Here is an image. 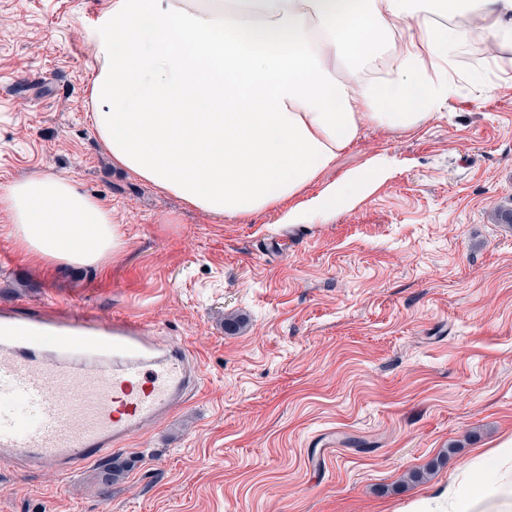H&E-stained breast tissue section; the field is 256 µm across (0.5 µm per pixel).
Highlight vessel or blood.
Returning a JSON list of instances; mask_svg holds the SVG:
<instances>
[{"label":"vessel or blood","mask_w":512,"mask_h":512,"mask_svg":"<svg viewBox=\"0 0 512 512\" xmlns=\"http://www.w3.org/2000/svg\"><path fill=\"white\" fill-rule=\"evenodd\" d=\"M184 340L142 322L73 312L27 322L0 310V463L73 472L157 425L199 379Z\"/></svg>","instance_id":"vessel-or-blood-1"}]
</instances>
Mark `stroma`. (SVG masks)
Masks as SVG:
<instances>
[{
  "label": "stroma",
  "instance_id": "obj_1",
  "mask_svg": "<svg viewBox=\"0 0 512 512\" xmlns=\"http://www.w3.org/2000/svg\"><path fill=\"white\" fill-rule=\"evenodd\" d=\"M112 0H0V189L41 175L104 200L101 265L26 255L0 212V306L120 315L187 338L204 378L159 426L67 475L0 468V512H406L512 439V86L463 87L411 130L366 127L323 182L396 160L353 209L220 220L118 167L93 36ZM428 469L423 482L407 472Z\"/></svg>",
  "mask_w": 512,
  "mask_h": 512
}]
</instances>
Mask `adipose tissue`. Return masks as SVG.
<instances>
[{
  "mask_svg": "<svg viewBox=\"0 0 512 512\" xmlns=\"http://www.w3.org/2000/svg\"><path fill=\"white\" fill-rule=\"evenodd\" d=\"M512 84V0H112L94 36L92 120L113 161L213 217L280 202L284 224L356 205L392 158L306 196L364 127L408 130L450 111L472 35ZM11 234L47 264L96 266L126 246L112 211L72 181L0 189ZM415 512H512V446L465 464Z\"/></svg>",
  "mask_w": 512,
  "mask_h": 512,
  "instance_id": "ef3b65f1",
  "label": "adipose tissue"
}]
</instances>
